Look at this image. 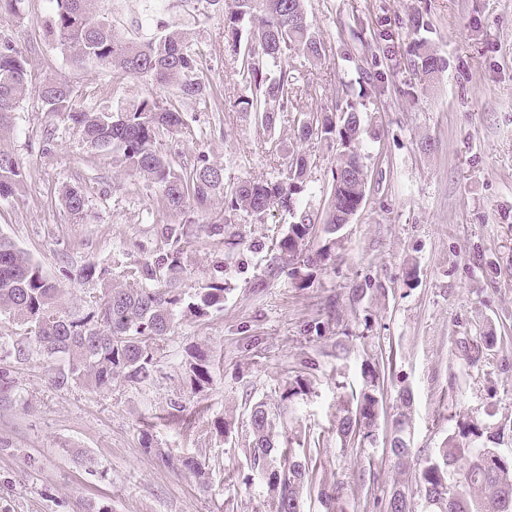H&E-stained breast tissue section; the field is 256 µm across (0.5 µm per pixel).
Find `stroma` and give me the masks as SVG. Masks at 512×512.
I'll return each mask as SVG.
<instances>
[{
    "instance_id": "1",
    "label": "stroma",
    "mask_w": 512,
    "mask_h": 512,
    "mask_svg": "<svg viewBox=\"0 0 512 512\" xmlns=\"http://www.w3.org/2000/svg\"><path fill=\"white\" fill-rule=\"evenodd\" d=\"M53 0H27L23 16L0 23V37L19 43L36 80L65 76L89 109H117L156 91L142 78L74 63L42 35ZM116 25L151 37L156 22L184 29L202 61L210 104L181 100L186 129L163 139L164 151L193 159L205 152L224 180L273 181L289 152L310 161L303 207L321 209L336 148L300 140L292 116L273 127L256 122L239 101L246 90L224 32V10L192 9L177 0H104ZM327 58L296 67L300 110L317 112L351 100L379 112L362 145L369 189L342 232L334 260L310 287L287 273L269 276L278 229L288 212L236 219L247 244L226 270L234 288L221 311L180 322L164 342L152 380L94 391L55 388L40 354L17 361L8 344L18 327L0 315V371L12 386L0 401V512H267L261 480H248V415L260 400L280 401V387L301 373L312 391L282 415L291 434L324 433L328 443L314 477L340 482V512H373L393 481L410 483L415 465L389 452L399 394L412 395L408 428L414 450L441 447L458 420L502 431L496 446L512 456V0H307ZM430 23L426 37L446 61L430 84L410 66L411 15ZM20 158L25 184L0 200V235L40 261L51 277L92 262L120 275L136 258L133 241L153 242L173 223L157 185L113 168L88 150L80 133L27 98L0 138ZM85 185L86 218L69 214L60 188ZM363 288L353 299L354 288ZM495 330L496 344L478 361L461 339ZM202 348L213 381L191 393L187 352ZM379 364L382 409L376 438L342 444L331 429L336 373L360 382L365 363ZM187 402L167 418L170 401ZM233 423L217 434L215 419ZM149 441H142V431ZM207 464L199 481L179 460ZM375 470L374 484L360 481ZM316 485L304 489L303 512H324Z\"/></svg>"
}]
</instances>
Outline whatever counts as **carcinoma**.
I'll return each mask as SVG.
<instances>
[{
	"label": "carcinoma",
	"instance_id": "1",
	"mask_svg": "<svg viewBox=\"0 0 512 512\" xmlns=\"http://www.w3.org/2000/svg\"><path fill=\"white\" fill-rule=\"evenodd\" d=\"M101 0H56L45 21L44 36L62 50L97 70L121 72L175 88L176 97L206 101L208 84L201 77V61L190 48L186 33L172 25L140 41L121 32ZM224 14V31L239 61L238 75L249 95L240 100L243 110L254 113L261 125L270 126L279 113L295 108L298 88L288 71V59L297 56L311 65L326 57L325 43L313 30L305 0H232ZM410 60L429 81L444 68L423 37L414 40ZM277 71H272V68ZM37 96L45 112L61 116L81 131L93 150L112 155V162L160 187L166 207L181 213L187 203L206 208L220 197L224 212L206 224H164L154 247L139 246L142 257L123 270L122 281H109V272L94 263L81 266L74 278L101 283L100 291L73 309L62 307L63 289L39 262L11 239L0 236V313L25 329L14 340L15 357L26 361L32 349L56 363L50 380L58 389L82 385L109 391L116 383H139L149 378L163 355L162 342L184 319L201 320L224 307L231 290L224 267L246 244L234 217L239 213L260 217L276 205L292 215L293 222L275 246L288 266L296 288H307L317 271L332 260L340 233L360 209L368 189L367 167L361 145L373 129V113L348 101L329 111L302 113L297 119L301 139L312 137L340 146L331 168L330 191L324 214L299 208V198L309 189V159L296 154L287 160L276 181L247 179L235 185L224 182V168L198 154L190 166L158 149V141L185 128L183 112L173 103L150 93L117 111L89 110L80 105L69 81L47 78L37 84L27 58L7 39L0 38V140L9 130L14 112L29 95ZM24 185L23 167L12 151L0 143V198L15 195ZM61 205L72 215H87V198L80 186L59 192ZM322 244L308 246L317 229ZM201 236L224 244L223 259L197 288L179 287L187 273L188 252ZM191 393L212 382L208 354L189 352ZM334 428L345 443L364 444L376 437L381 392L379 372L367 364L362 383H336ZM311 392L304 375L289 378L280 399ZM407 412L400 413L390 440L394 457L403 461L413 450L404 436ZM280 414L264 401L249 412L247 465L263 480L270 512H302V493L316 472L325 436L308 432L293 440L279 431ZM483 429L472 421H459L444 445L425 454L415 476L417 493L426 512H512V460L473 439ZM280 449L274 458V449ZM382 512H412L411 495L393 485L381 499Z\"/></svg>",
	"mask_w": 512,
	"mask_h": 512
}]
</instances>
